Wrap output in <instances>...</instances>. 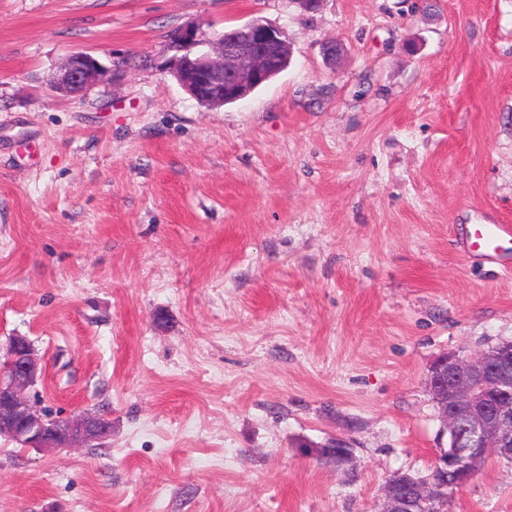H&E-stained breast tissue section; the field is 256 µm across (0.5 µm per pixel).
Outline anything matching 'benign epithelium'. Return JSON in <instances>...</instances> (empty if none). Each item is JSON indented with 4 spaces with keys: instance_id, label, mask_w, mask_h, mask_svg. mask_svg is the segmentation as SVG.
Wrapping results in <instances>:
<instances>
[{
    "instance_id": "obj_1",
    "label": "benign epithelium",
    "mask_w": 512,
    "mask_h": 512,
    "mask_svg": "<svg viewBox=\"0 0 512 512\" xmlns=\"http://www.w3.org/2000/svg\"><path fill=\"white\" fill-rule=\"evenodd\" d=\"M174 55L169 70L195 100L220 107L245 99L266 83L274 69L273 56L288 60V44L260 21L227 29L212 39L200 26L188 24L170 38ZM112 79V71L97 57L71 54L49 79L57 92L81 96ZM41 375L30 341L9 338L0 361V438L22 450L74 448L107 438L112 420L83 413L74 417L49 414L26 395ZM428 386L448 432V450L436 459L428 478L412 489H384L379 512H442L449 501L450 476L479 466L490 457L512 461V342L473 356L450 353L430 367Z\"/></svg>"
}]
</instances>
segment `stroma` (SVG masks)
Wrapping results in <instances>:
<instances>
[{
  "instance_id": "1",
  "label": "stroma",
  "mask_w": 512,
  "mask_h": 512,
  "mask_svg": "<svg viewBox=\"0 0 512 512\" xmlns=\"http://www.w3.org/2000/svg\"><path fill=\"white\" fill-rule=\"evenodd\" d=\"M254 19L291 57L244 100L166 72L177 28ZM75 52L111 83L53 92ZM491 221L512 0H0V343L32 342L43 408L112 419L0 439V512H377L448 445L434 360L512 341V273L456 245ZM450 512H512V463Z\"/></svg>"
}]
</instances>
